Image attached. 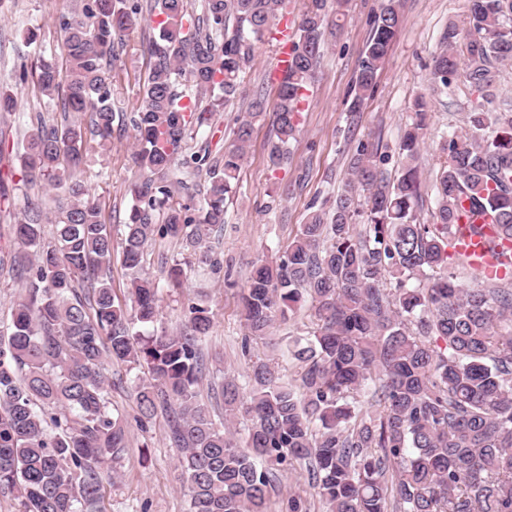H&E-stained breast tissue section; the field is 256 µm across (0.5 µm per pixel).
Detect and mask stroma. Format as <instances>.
I'll use <instances>...</instances> for the list:
<instances>
[{"instance_id": "stroma-1", "label": "stroma", "mask_w": 512, "mask_h": 512, "mask_svg": "<svg viewBox=\"0 0 512 512\" xmlns=\"http://www.w3.org/2000/svg\"><path fill=\"white\" fill-rule=\"evenodd\" d=\"M382 2L348 0L337 34L326 40L287 165L273 168L268 163V145L275 139L271 120L255 124L239 172V189L225 203L224 226L210 234V244L224 262L226 278L204 279L190 270L181 287L165 286V265L179 258V245L158 239L146 249L145 272L164 284L154 332L182 329L187 304L192 300L207 305L214 314L211 334L204 343L207 370L199 386V398L214 408L216 422H223L224 410L216 405L214 388L228 379L248 387L253 357L275 359L286 379H297V363L283 350L306 336L312 327L307 309L294 310L286 321L275 325L270 339L253 340L249 351H242L245 329L239 297L254 263L274 256L293 239L312 202L336 194L348 176L349 160L358 141L369 139L396 146L401 131L411 121V104L416 96L424 94L431 101V119L419 158L426 185L439 167L444 135L465 128L469 94L460 90L452 97L434 95L430 70L448 24L464 25L468 0H403L402 24L378 73L375 90L359 113H349L348 93L370 35V21ZM61 4L62 0H16L0 13V84L12 83L16 64L31 65L40 56L59 54L62 34L56 17ZM31 21L40 27L32 42L23 35ZM154 34L153 22L146 21L124 38L112 80L115 111L128 112L140 103L149 40ZM277 57L278 48L272 41L258 45L234 105L215 115L212 129L199 136V145L215 150L230 141L235 116L248 111L255 93H262L267 109H274L276 81L272 73ZM18 100L16 115L0 125V158L5 160L14 158L29 116L44 108L43 100L29 85L19 88ZM132 147L131 133L114 131L111 152L90 154L83 172L117 245L122 242L123 221L132 204L128 191L134 177ZM108 374L112 380L111 409L126 419L128 442L118 476L104 483L103 512H188L190 498L181 480L179 450L170 440L168 414L160 410L151 419L141 420L135 396L140 368L113 363ZM292 495L305 499L309 512H325L305 466L298 464L283 473L270 495V512H286Z\"/></svg>"}]
</instances>
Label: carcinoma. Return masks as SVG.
I'll return each mask as SVG.
<instances>
[{
	"mask_svg": "<svg viewBox=\"0 0 512 512\" xmlns=\"http://www.w3.org/2000/svg\"><path fill=\"white\" fill-rule=\"evenodd\" d=\"M58 25L65 66L42 59L15 68L60 123L31 117L17 161L27 187L50 186L68 199L49 218L25 196L13 213L29 296L17 302L0 342V489L21 512H92L104 473L117 475L126 448L121 418L109 409V361L144 365L136 385L145 416L171 411L189 512H268L284 467L306 465L329 512H512V284L488 278L469 287L448 271L451 238L466 223L484 228L493 250L512 242V102L493 103L500 67L512 62V0H470L466 36L455 24L434 57V91L454 80L477 101L466 131L452 135L433 179L431 221H421L418 159L430 113L423 96L400 135L399 170L389 154L360 142L332 209L310 207L306 222L271 262L253 267L241 296L247 336L263 338L277 319L309 304L313 327L291 349L299 384L256 361L251 388L224 382V425L198 400L206 364L209 307H189L186 330L134 331L159 314L161 286L143 271L150 241L178 243L185 265L219 275L206 245L224 225L237 191L253 125L267 116L256 96L219 156L194 144L214 114L233 101L255 43L287 18L288 0H73ZM348 0H304L273 111L269 162H288L304 91L332 26ZM157 18L141 104L112 108L115 36ZM235 26L229 27L228 22ZM401 24L400 0H385L358 64L350 110H360ZM17 94L0 86V113ZM133 130L138 180L125 222L120 299L104 271L112 236L81 179L86 153L112 140L114 123ZM204 177V182L195 179ZM55 227L44 242L43 226ZM250 421L238 443L233 420Z\"/></svg>",
	"mask_w": 512,
	"mask_h": 512,
	"instance_id": "cac0c4a2",
	"label": "carcinoma"
}]
</instances>
